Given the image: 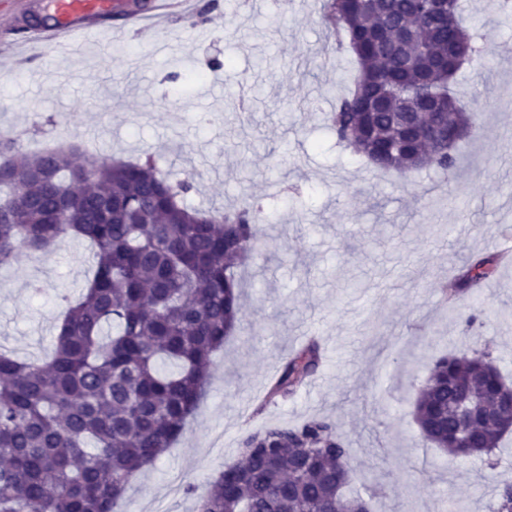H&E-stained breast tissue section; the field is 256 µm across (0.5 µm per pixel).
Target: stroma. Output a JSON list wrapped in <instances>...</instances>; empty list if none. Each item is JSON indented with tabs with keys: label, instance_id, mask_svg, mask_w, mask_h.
Returning <instances> with one entry per match:
<instances>
[{
	"label": "stroma",
	"instance_id": "35a3bbf8",
	"mask_svg": "<svg viewBox=\"0 0 512 512\" xmlns=\"http://www.w3.org/2000/svg\"><path fill=\"white\" fill-rule=\"evenodd\" d=\"M200 16L154 34L127 25L79 51L0 53V129L38 150L84 143L113 159L152 156L173 178L191 168L188 205H263L262 256L241 271L242 317L212 357L205 397L179 441L137 472L114 512H194L195 496L238 456L245 431L325 417L355 450L351 492L373 512H443L447 493L487 512L512 484V436L488 464H458L424 443L417 389L436 357L470 343L512 383V264L449 312L443 294L471 254H491L512 211V22L492 0H467L487 35L481 71L458 90L479 129L452 172L407 175L366 165L325 127L352 73L346 46L321 24L322 0H199ZM47 0H0V39L36 28ZM28 54L25 68L17 55ZM201 82L188 84L194 74ZM89 244L19 252L0 267V351L36 359L51 346L59 297L78 295ZM475 322H468V315ZM324 367L293 396L255 406L280 361L309 338Z\"/></svg>",
	"mask_w": 512,
	"mask_h": 512
}]
</instances>
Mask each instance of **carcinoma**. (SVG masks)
I'll use <instances>...</instances> for the list:
<instances>
[{
    "label": "carcinoma",
    "instance_id": "carcinoma-1",
    "mask_svg": "<svg viewBox=\"0 0 512 512\" xmlns=\"http://www.w3.org/2000/svg\"><path fill=\"white\" fill-rule=\"evenodd\" d=\"M461 0L441 2L428 20L420 0H324L323 23L348 38L354 78L329 117L336 140L375 168L452 171L456 155L427 125L400 114L423 91L437 123L478 129L455 90L464 66H484ZM405 31L403 45L390 41ZM78 152L83 162L70 155ZM430 156L426 165L422 157ZM195 172L173 184L152 160L112 161L79 144L32 152L0 131V266L21 250L46 252L66 238L87 240L95 270L64 309L53 351L22 361L0 353V512H112L130 478L166 453L208 387L210 358L240 322L238 267L260 255L261 206L203 211L185 203ZM501 265L471 256L447 300L472 294ZM322 366L315 339L296 350L269 383L263 409L294 392ZM505 381L469 347L436 359L416 396L421 439L455 460L481 461L498 448L509 420L474 427V447L448 448L464 396L476 409L497 403ZM249 454L225 465L196 512H350L353 449L324 417L244 433ZM489 512H512V487Z\"/></svg>",
    "mask_w": 512,
    "mask_h": 512
}]
</instances>
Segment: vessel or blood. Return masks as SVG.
<instances>
[{"label":"vessel or blood","instance_id":"1","mask_svg":"<svg viewBox=\"0 0 512 512\" xmlns=\"http://www.w3.org/2000/svg\"><path fill=\"white\" fill-rule=\"evenodd\" d=\"M55 16L54 26L25 31L22 39L49 47L66 43L79 48L87 31L112 27V0H49ZM196 0H154L147 17L149 25L158 26L174 13L193 12Z\"/></svg>","mask_w":512,"mask_h":512}]
</instances>
